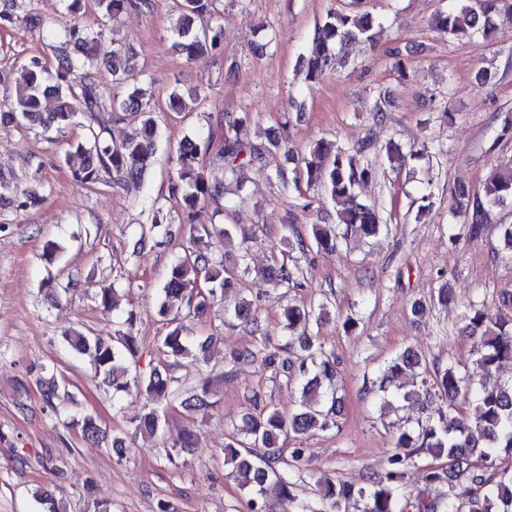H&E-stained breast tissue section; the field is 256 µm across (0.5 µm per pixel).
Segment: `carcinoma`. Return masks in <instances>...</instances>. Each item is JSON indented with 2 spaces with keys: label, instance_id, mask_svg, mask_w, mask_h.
<instances>
[{
  "label": "carcinoma",
  "instance_id": "1",
  "mask_svg": "<svg viewBox=\"0 0 512 512\" xmlns=\"http://www.w3.org/2000/svg\"><path fill=\"white\" fill-rule=\"evenodd\" d=\"M63 19L50 25L39 23L48 36L57 41V66L50 70L42 61L31 58L16 72L13 82L0 94V129L26 122L46 129L59 131L77 123L78 116L86 118V135L69 144L64 162L73 176L82 183L95 184L104 175L113 177L116 184L126 190L142 192L147 174L155 156L157 122L153 107L144 100L138 87L133 56L124 46L117 47L112 59L105 62V69L112 75V82L126 89V93L108 97L101 88L92 69L95 44L102 32H87L74 19L84 7V0H63ZM102 19L116 21L129 8L140 9L148 0H95ZM217 0H177L182 14L181 26L176 30L174 46L188 58L208 50L222 48L224 32L220 26H210L202 31L194 27L195 19L215 12ZM500 14L512 15V0H454V5L433 16L434 28L460 39L475 36L486 37L491 33L492 20ZM373 18L332 9L316 24L310 54L303 58L308 79L318 80L335 64L333 49L336 42L347 38L373 41ZM46 98L56 101L50 112L43 111ZM199 95L185 98L173 90L168 105L174 112H192L199 103ZM108 112L119 120L123 114L141 116L140 126L116 144L103 136L105 125L101 114ZM280 132L267 136V145L256 146L249 138V116L227 115L224 121V177L235 180L237 196L245 192L243 171L254 161L281 150ZM211 140L198 135H188L175 151V169L168 178V194L177 200L182 223L192 225L183 244V253L174 260L167 273L161 292L164 301L157 310L158 316L170 329L159 338V348L175 360L192 358L207 352L212 337L190 339L183 335V322L191 313H197L208 299L224 295V315L235 318L248 331H259L260 315L252 303L240 299L230 301L236 284L224 277L223 265L216 261L217 253L233 239L230 226L194 225L198 208L211 199L224 197V184L207 179L200 163L202 154L210 149ZM379 151L371 140H363L350 150L332 149L322 141L309 147V156L303 158L304 167L288 169L279 166L275 177L283 190L307 186L323 188L333 200L341 204L336 223L353 227L366 237L380 233L383 224L375 205L360 199L356 188L372 179L374 172L366 160L370 152ZM512 202V161L496 166L482 188V194L472 195L461 188L454 192L451 209L469 224V231L476 233L487 222L490 208ZM175 218L158 207L153 211L150 231L168 234L167 225ZM312 239H297L298 249L305 253L316 247L335 251L339 237L328 224H315ZM269 278L283 288L297 286L294 272L285 262L274 263L268 269ZM181 304L180 311L170 315V303ZM283 328L288 330V344H298V378L303 381L300 408L285 416L263 404L262 395L253 392L251 402L254 412L242 417V425L224 443V463L231 466L238 485L251 495L250 512H263L261 499L266 486L274 483L282 496L291 501L297 486L296 469L301 461V449L294 450V468H279L280 439L290 433L304 435L311 430H327L336 424L342 397L336 389V360L315 343L313 327L325 316L324 306L314 309L288 305L283 308ZM464 332L474 338L475 365L479 376L473 386L464 385L456 367L452 364L434 372H423L417 386L427 394H434L448 405V414H427L418 431L400 428L395 432V447L407 452L395 453L380 472H373L365 479V485L318 481L316 495L329 506L328 512H344L345 505L358 497L365 503L364 512H435V506L421 498L410 501L405 488L408 469L422 450L431 452L448 461V469L458 471V476L471 485L466 500L458 498L455 485L448 484L447 512H512V470L497 465L501 453L512 454V380L502 381L496 373L502 363L512 361V321L492 317L474 311L465 317ZM136 316L130 312L123 321V328L114 335L88 336L74 331L63 336L66 347L78 356L91 357L101 383L112 388V396L121 401L132 396L133 389L144 390L150 404L138 419L137 429L153 437L160 432L163 421L161 405L176 392L175 380L153 369L144 379L129 380L128 358L139 354L138 336L135 333ZM265 362L283 373L286 381L288 360L279 358L277 348L268 336L260 337ZM423 354L412 347L405 348L383 374L379 391L391 393L396 398L408 399L410 393L401 392L395 385L398 372L422 366ZM43 401L51 409L71 396L66 387L50 376L40 378ZM212 387L210 378H204L202 388L185 393L181 405L188 412L208 406L207 395ZM476 403L479 410L471 420L459 412L458 400ZM84 436L92 443L100 442L102 430L96 419L88 415L82 423ZM194 435L186 432L180 447L167 455L170 464L183 454L193 450ZM475 457L482 461L476 466L468 463ZM39 512H64L61 502L48 490L35 493Z\"/></svg>",
  "mask_w": 512,
  "mask_h": 512
}]
</instances>
